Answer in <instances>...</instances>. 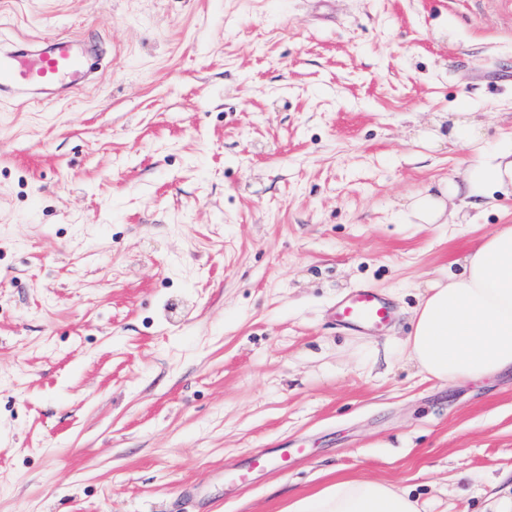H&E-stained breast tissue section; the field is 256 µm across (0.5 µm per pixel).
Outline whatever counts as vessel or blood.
Instances as JSON below:
<instances>
[{
	"label": "vessel or blood",
	"mask_w": 512,
	"mask_h": 512,
	"mask_svg": "<svg viewBox=\"0 0 512 512\" xmlns=\"http://www.w3.org/2000/svg\"><path fill=\"white\" fill-rule=\"evenodd\" d=\"M91 78L81 57L72 55L63 41H47L24 47L0 48V95L19 90L36 93L45 91L70 92ZM393 317L388 300L370 288L351 290L337 305L336 318L346 328L366 333H378ZM266 456L254 453L229 479L241 486L251 484L255 475L264 470Z\"/></svg>",
	"instance_id": "b4317fda"
}]
</instances>
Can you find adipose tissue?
Here are the masks:
<instances>
[{"label":"adipose tissue","mask_w":512,"mask_h":512,"mask_svg":"<svg viewBox=\"0 0 512 512\" xmlns=\"http://www.w3.org/2000/svg\"><path fill=\"white\" fill-rule=\"evenodd\" d=\"M512 196V144L475 151L463 183L448 182L412 199L408 215L419 224L446 223L456 196ZM453 273L427 290L402 345L427 377L452 383L512 370V227L482 238ZM288 512H420L418 501L388 483L339 479L292 502Z\"/></svg>","instance_id":"obj_1"}]
</instances>
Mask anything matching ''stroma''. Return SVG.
Instances as JSON below:
<instances>
[{
  "label": "stroma",
  "mask_w": 512,
  "mask_h": 512,
  "mask_svg": "<svg viewBox=\"0 0 512 512\" xmlns=\"http://www.w3.org/2000/svg\"><path fill=\"white\" fill-rule=\"evenodd\" d=\"M91 87L0 98V512H288L339 479L425 512L512 495V373L399 352L512 198L401 210L512 140V0H0ZM366 286L382 333L336 303ZM270 459L225 489L240 461ZM392 317L391 304L371 288L351 290L336 307L337 320L357 332L380 333Z\"/></svg>",
  "instance_id": "stroma-1"
}]
</instances>
